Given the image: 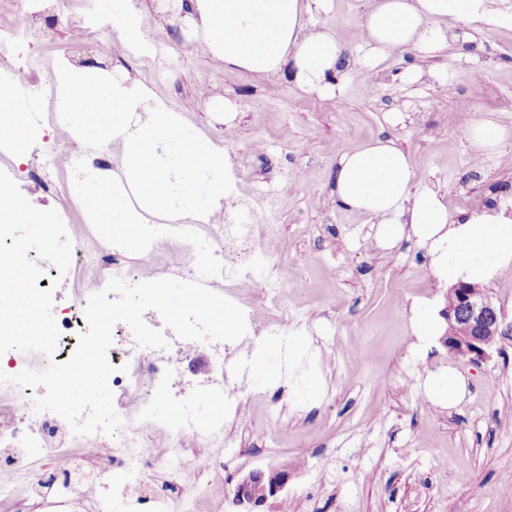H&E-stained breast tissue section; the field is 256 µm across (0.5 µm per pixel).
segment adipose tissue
<instances>
[{"instance_id":"1","label":"adipose tissue","mask_w":512,"mask_h":512,"mask_svg":"<svg viewBox=\"0 0 512 512\" xmlns=\"http://www.w3.org/2000/svg\"><path fill=\"white\" fill-rule=\"evenodd\" d=\"M161 7L225 68L260 79L283 76L301 92L336 97L351 79L375 77L377 65L395 50H415L419 62L405 72L415 82L424 74L423 61L450 43L468 44L472 33L512 25V11L497 0H363L351 60L330 27L316 21L333 0H161ZM99 12L112 27L116 54L155 56V43L141 30L138 0H101ZM58 78L63 128L87 142L121 147L116 165L124 188H111L94 171L79 187L81 204L106 235L136 251L158 236V217L214 224L222 201L244 197L231 148L201 135L138 79L120 71L108 79L79 74L65 63ZM0 130L10 135L17 156L37 144L36 130L23 121L14 89L5 83ZM463 138L480 161L512 139V128L478 120ZM413 178L409 156L383 135L337 154L332 194L341 209L370 218L369 236L379 247L393 249L405 238L421 245L441 291L461 282L495 283L512 267V201L453 214L443 195L415 187ZM443 308L440 301L412 303L418 355L443 336ZM426 384L432 399L448 406L468 393L466 378L451 367L429 373Z\"/></svg>"}]
</instances>
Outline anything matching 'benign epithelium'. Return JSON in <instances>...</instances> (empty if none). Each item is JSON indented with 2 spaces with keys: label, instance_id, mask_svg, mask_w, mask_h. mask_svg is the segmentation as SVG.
Here are the masks:
<instances>
[{
  "label": "benign epithelium",
  "instance_id": "7a95c632",
  "mask_svg": "<svg viewBox=\"0 0 512 512\" xmlns=\"http://www.w3.org/2000/svg\"><path fill=\"white\" fill-rule=\"evenodd\" d=\"M461 308L444 311L445 320L453 325V334L441 338L451 353L478 364L490 358L498 339L512 335V320L484 293L467 284H459ZM290 472L271 467L250 471L236 486L234 503L256 509L277 497L286 487Z\"/></svg>",
  "mask_w": 512,
  "mask_h": 512
}]
</instances>
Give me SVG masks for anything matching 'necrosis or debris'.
Here are the masks:
<instances>
[{"mask_svg":"<svg viewBox=\"0 0 512 512\" xmlns=\"http://www.w3.org/2000/svg\"><path fill=\"white\" fill-rule=\"evenodd\" d=\"M28 68V61H20L12 81L18 99L29 107V119L39 125L47 119L59 121L60 113L53 110L54 94L36 90ZM106 157L107 149L103 144H84L67 138L45 143L39 166L46 179L58 177L63 169L70 178L78 179L83 168L106 166ZM260 230L270 236L276 227L272 224L261 227L254 221L218 228L198 226V233L223 265L219 277L204 279L206 286L224 281L222 296L236 303L240 296L232 289V282L248 281L253 287L264 289L271 303L279 302L282 285L275 277L268 257L257 254L253 247ZM120 250V245L112 241L103 246L104 256L112 258L113 263L106 273L96 274L88 280L85 287L71 293L55 289L54 299L62 304L61 310L54 313L60 332L53 358L55 362H66L72 356L79 332L86 323L84 307L91 294L102 291L114 277L137 283V276L129 267L121 265ZM246 323L247 332L241 339L242 344L251 348L260 343L262 333L275 335L281 344L283 370L286 375H294L296 360L287 317L267 323L261 332L256 329L254 316H247ZM167 338L169 348H146L137 344L128 325H115L108 357L116 371L111 375L109 385L123 425L113 436L74 434L59 415L36 411L32 388L0 384V502L11 500L23 491H37L40 481L34 466L42 459H51L55 465L54 478L64 481L75 478L79 461L92 459L106 450L112 455L111 480L85 486L86 495L96 502L97 512H112L115 502L124 500L135 502L139 512H191L190 503L155 492L148 473L159 466L182 467L187 443L206 446L222 443L224 419L212 412L211 406L221 401L237 417H244L248 390L245 375L231 379L220 370L193 392H186L179 365L194 351V343L180 339L172 332ZM171 401L179 405V416L174 420L168 419L165 412L166 404ZM145 428L168 434L169 447H142L140 436Z\"/></svg>","mask_w":512,"mask_h":512,"instance_id":"necrosis-or-debris-1","label":"necrosis or debris"}]
</instances>
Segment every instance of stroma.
I'll return each mask as SVG.
<instances>
[{
  "instance_id": "1",
  "label": "stroma",
  "mask_w": 512,
  "mask_h": 512,
  "mask_svg": "<svg viewBox=\"0 0 512 512\" xmlns=\"http://www.w3.org/2000/svg\"><path fill=\"white\" fill-rule=\"evenodd\" d=\"M73 4L74 15L87 19L82 45L74 43L70 19L59 17L20 48L40 63L38 86H48L63 62L106 78L119 64L207 137L232 146L248 195L222 214L244 206L260 223L276 225L254 247L272 258L288 310L271 309L258 289L240 290L258 323L284 314L305 328L317 357L300 366L297 379L279 376L252 392L249 418L224 411L220 475L161 470L152 475L157 489L176 495L192 487L196 512H235L234 490L250 471L283 467L290 480L264 512H512V337L479 365L439 343L417 358L410 304L439 295L425 249L412 240L378 248L368 237L369 217L337 208L332 197L337 153L389 134L409 154L416 184L443 194L449 210L512 199V140L476 165L461 137L479 119L512 127V27L483 34L478 59L449 47L428 61V75L410 83L404 73L415 53L400 50L379 67L374 87L356 78L343 96L325 97L226 69L160 12L157 0H139L141 27L168 55L169 71H153L141 58L117 60L112 28L96 4ZM361 12L362 0H334L321 21L350 48ZM224 96L241 105L229 126L207 105ZM36 162L33 154H11L0 169L15 168L25 198L57 210L97 255L104 243L97 225L87 223L69 183L48 191L28 178ZM448 366L470 382L451 408L433 401L424 385L428 373ZM314 374L325 395L300 403L297 384ZM461 474L469 491L458 486Z\"/></svg>"
}]
</instances>
